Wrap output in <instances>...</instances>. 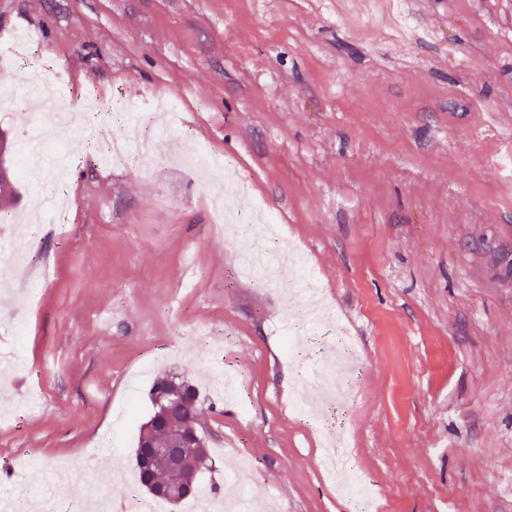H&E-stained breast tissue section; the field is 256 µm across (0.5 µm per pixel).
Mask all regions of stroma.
Masks as SVG:
<instances>
[{
  "instance_id": "stroma-1",
  "label": "stroma",
  "mask_w": 512,
  "mask_h": 512,
  "mask_svg": "<svg viewBox=\"0 0 512 512\" xmlns=\"http://www.w3.org/2000/svg\"><path fill=\"white\" fill-rule=\"evenodd\" d=\"M34 83L73 136L64 219L19 180L0 235L1 485L51 494L66 458L70 498L123 504L169 374L199 390L216 505L246 458L254 512H348L288 409L342 327L341 424L377 512H512V0H0V131L47 183ZM172 97L167 137L125 119ZM133 132L138 160L103 163ZM200 146L322 283L334 318L294 352L278 328L301 299L239 274ZM228 369L241 398L214 388ZM106 433L119 467L96 473Z\"/></svg>"
}]
</instances>
